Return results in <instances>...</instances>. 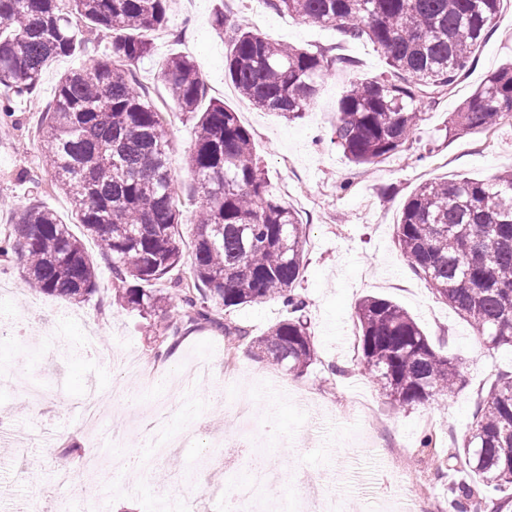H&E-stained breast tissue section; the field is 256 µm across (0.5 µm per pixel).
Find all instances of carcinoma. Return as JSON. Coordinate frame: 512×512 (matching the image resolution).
Here are the masks:
<instances>
[{
    "label": "carcinoma",
    "mask_w": 512,
    "mask_h": 512,
    "mask_svg": "<svg viewBox=\"0 0 512 512\" xmlns=\"http://www.w3.org/2000/svg\"><path fill=\"white\" fill-rule=\"evenodd\" d=\"M313 26H333L347 41L380 48L387 70L350 83L339 101L331 141L355 165L400 152L419 106L451 91L491 35L503 0H264ZM168 0H0V118L32 94L58 57L85 34L112 38V58L72 71L43 113V163L71 200L79 224L112 267L113 289L126 306L149 315L161 306L176 317L161 343L207 323L246 341L269 364L302 375L316 357L296 291L306 225L266 189L253 136L222 101L203 105L207 88L182 56L160 78L175 106L197 118L189 166L201 191L194 217L189 280L182 265V213L169 162V135L133 68L151 54L146 33L164 27ZM225 71L255 107L296 117L315 99L323 55L285 45L256 30L229 26ZM512 116V62L487 76L460 106L454 126L489 129ZM398 247L489 349L512 347V170L490 181L458 178L422 184L397 224ZM0 257L24 262L37 291L78 300L98 288L97 268L69 225L41 206L21 211L0 233ZM167 281L170 290L156 288ZM281 301L288 316L263 335L223 317L231 309ZM358 347L383 393L400 406L446 399L461 363L437 352L397 303L369 296L356 306ZM455 459L480 485L449 490L448 512H498L496 493L512 487V372L482 387Z\"/></svg>",
    "instance_id": "carcinoma-1"
}]
</instances>
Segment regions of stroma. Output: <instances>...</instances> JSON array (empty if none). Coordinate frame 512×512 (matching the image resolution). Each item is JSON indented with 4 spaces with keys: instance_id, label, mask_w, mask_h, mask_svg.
Instances as JSON below:
<instances>
[{
    "instance_id": "1",
    "label": "stroma",
    "mask_w": 512,
    "mask_h": 512,
    "mask_svg": "<svg viewBox=\"0 0 512 512\" xmlns=\"http://www.w3.org/2000/svg\"><path fill=\"white\" fill-rule=\"evenodd\" d=\"M170 0L167 23L151 33L153 55L136 65V77L150 103L162 114L170 137V166L184 223V252H191V220L200 189L187 165L195 140L196 119L179 111L159 79L167 57L191 59L206 86L207 96L224 101L252 133L255 150L270 194L288 203L307 226L304 267L297 290L306 301V316L314 336L315 362L297 376L258 359L248 344L235 353L233 378L224 371L223 331L203 324L180 338L168 356L155 357L151 324L163 323L164 312L143 316L124 307L112 292V269L102 260L92 239L88 254L97 265L99 288L81 300H67L31 290L18 262L0 261V284L16 286L18 294L0 300V317L17 318L14 355L0 359L15 390L0 392V415L18 434L15 447H0V512L27 504L30 512H70L79 501L84 512H156L163 491L174 492L184 512H224L228 494L251 468L250 456L224 465V443L242 434L238 400L253 397L252 427L262 439L261 453L277 477L272 494L280 505L305 512L299 480L311 473L322 495L340 496L342 512H363L366 503L391 502L399 486L424 489L428 497L445 498L449 485L472 482L453 453L471 420L477 396L492 374L512 370V349L486 350L472 327L447 304L437 300L429 285L408 266L395 243V228L405 202L425 182L467 176L494 178L512 169V125L450 136L448 124L458 105L491 72L512 60V0H504L491 36L477 61L455 89L422 109V120L401 152L359 167L330 141L338 102L359 77L381 73L385 58L366 41H347L332 27L306 24L269 9H255L253 0ZM231 22L253 25L270 37L329 60L319 79L315 102L290 119L262 111L243 98L224 74L226 42L214 24L218 11ZM104 38L57 58L43 73L36 93L16 99L12 124L0 126V230L13 223L30 204L53 210L75 235L83 236L69 199L57 189L37 149L41 106L51 103L60 79L92 60L110 54ZM353 60L350 68L335 57ZM294 170H286L283 157ZM40 181L32 193L30 178ZM367 296L398 303L415 319L436 351L461 358L463 378L447 401L399 406L383 396L357 348L356 303ZM278 300L243 305L232 322L259 336L286 317ZM68 323L67 345H78L87 333L98 336L108 359L66 358L51 354L45 341L50 325ZM205 360L210 377L187 396L177 388L159 391L149 384L154 368L180 377L192 359ZM38 385L43 401L29 414L22 388ZM105 398L97 404L106 432H119L127 448L150 456L151 449L132 412H144L158 399L169 404L161 431L173 438L194 434L189 447L170 449L146 469L105 466L91 460L113 458L109 443L96 441L83 413L89 387ZM362 396L386 421L374 429L366 419L348 415L350 399ZM432 447H422L424 435ZM92 484L94 492L77 496L75 478Z\"/></svg>"
}]
</instances>
